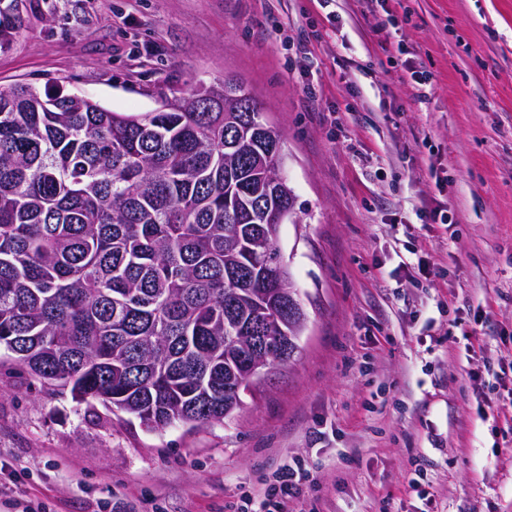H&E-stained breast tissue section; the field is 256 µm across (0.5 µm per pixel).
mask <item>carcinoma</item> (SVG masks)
Returning a JSON list of instances; mask_svg holds the SVG:
<instances>
[{
  "label": "carcinoma",
  "instance_id": "obj_1",
  "mask_svg": "<svg viewBox=\"0 0 512 512\" xmlns=\"http://www.w3.org/2000/svg\"><path fill=\"white\" fill-rule=\"evenodd\" d=\"M204 92L223 109L195 89L140 114L61 81L0 89V349L149 430L231 419L305 326L280 313L281 133L236 80Z\"/></svg>",
  "mask_w": 512,
  "mask_h": 512
}]
</instances>
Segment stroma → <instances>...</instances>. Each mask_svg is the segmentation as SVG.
Masks as SVG:
<instances>
[{"label": "stroma", "mask_w": 512, "mask_h": 512, "mask_svg": "<svg viewBox=\"0 0 512 512\" xmlns=\"http://www.w3.org/2000/svg\"><path fill=\"white\" fill-rule=\"evenodd\" d=\"M385 8L380 33L356 0H23L0 87L138 114L233 77L263 104L307 321L238 417L194 429L77 404L0 350V512H225L295 459L303 512H512V0Z\"/></svg>", "instance_id": "obj_1"}]
</instances>
